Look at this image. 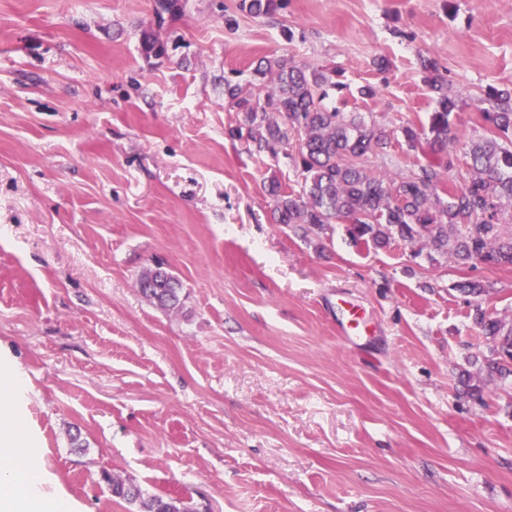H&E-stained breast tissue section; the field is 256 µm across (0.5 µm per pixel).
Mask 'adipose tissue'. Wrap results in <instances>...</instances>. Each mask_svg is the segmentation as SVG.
<instances>
[{"label":"adipose tissue","instance_id":"obj_1","mask_svg":"<svg viewBox=\"0 0 512 512\" xmlns=\"http://www.w3.org/2000/svg\"><path fill=\"white\" fill-rule=\"evenodd\" d=\"M26 388L19 370L0 363V512H75L30 458L31 418L22 404Z\"/></svg>","mask_w":512,"mask_h":512}]
</instances>
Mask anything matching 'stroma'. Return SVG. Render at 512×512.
Returning a JSON list of instances; mask_svg holds the SVG:
<instances>
[{"label":"stroma","mask_w":512,"mask_h":512,"mask_svg":"<svg viewBox=\"0 0 512 512\" xmlns=\"http://www.w3.org/2000/svg\"><path fill=\"white\" fill-rule=\"evenodd\" d=\"M238 3L188 0L148 59L154 0H0V352L28 379L35 461L77 512H136L104 470L208 512H512V376L474 323L512 322V268L276 223L264 184L299 189L297 148L229 138L224 101L264 55L341 71L329 105L394 130L407 174L433 54L465 100L461 181L491 134L472 99L512 89V0ZM158 263L181 309L141 295ZM287 0H239V10L254 18H270L277 15Z\"/></svg>","instance_id":"35a3bbf8"}]
</instances>
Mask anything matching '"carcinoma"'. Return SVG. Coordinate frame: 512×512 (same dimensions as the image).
Returning <instances> with one entry per match:
<instances>
[{"instance_id":"1","label":"carcinoma","mask_w":512,"mask_h":512,"mask_svg":"<svg viewBox=\"0 0 512 512\" xmlns=\"http://www.w3.org/2000/svg\"><path fill=\"white\" fill-rule=\"evenodd\" d=\"M286 0H239V10L254 18H270ZM185 3L166 0L154 10L153 21L142 30L141 49L148 58H161L165 43L155 28L184 14ZM435 106L428 127H401L410 149L425 142L426 160L405 176L370 170L371 160L386 161L391 147L387 128L361 112L330 108L325 100L346 84L340 72L322 66L296 63L285 58H264L254 72L268 84L257 94L238 84L224 82L227 105L240 114L238 125L228 131L232 139L244 140L272 157L298 141V159L303 181L290 192L273 179L267 192L274 202L279 224L295 225L303 233L323 230L336 222L346 225L356 245L382 249L399 240L424 242L441 255H452L464 268L512 265V235H502L501 226L512 223L505 204L512 203V91L493 85L474 100V108L493 129V136L473 143L468 152L467 178L460 187L448 182L444 157L456 141L453 117L460 95L448 93L440 63L430 55L420 56ZM177 278L160 267L147 268L138 278L141 294L162 309L180 306ZM474 322L482 335L495 343L487 360L489 374L512 375V325L475 310ZM103 480L112 494L138 506L137 512H197L188 501L170 495L145 492L134 481L109 472Z\"/></svg>"}]
</instances>
